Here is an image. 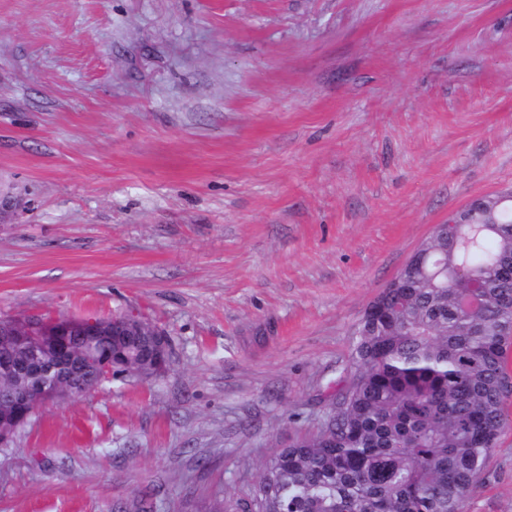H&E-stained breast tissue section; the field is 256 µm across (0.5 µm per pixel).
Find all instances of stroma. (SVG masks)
Masks as SVG:
<instances>
[{
    "mask_svg": "<svg viewBox=\"0 0 512 512\" xmlns=\"http://www.w3.org/2000/svg\"><path fill=\"white\" fill-rule=\"evenodd\" d=\"M510 188L512 0H0V319L172 345L0 447V512L239 493L436 225ZM504 410L468 512H512Z\"/></svg>",
    "mask_w": 512,
    "mask_h": 512,
    "instance_id": "obj_1",
    "label": "stroma"
}]
</instances>
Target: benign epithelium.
Returning a JSON list of instances; mask_svg holds the SVG:
<instances>
[{"mask_svg":"<svg viewBox=\"0 0 512 512\" xmlns=\"http://www.w3.org/2000/svg\"><path fill=\"white\" fill-rule=\"evenodd\" d=\"M131 341L150 337L148 348L133 347L122 360L123 375L153 379L163 374L170 360V340L160 329L135 315L105 318L58 317L38 325L27 320L0 322V339L19 348L12 358L0 359V400L12 403L13 411L0 417V444L12 438L16 427L26 423L38 408L63 402L101 387L112 380V365L100 362L86 348L101 339ZM53 374L50 390L29 400L32 381L43 374Z\"/></svg>","mask_w":512,"mask_h":512,"instance_id":"obj_1","label":"benign epithelium"}]
</instances>
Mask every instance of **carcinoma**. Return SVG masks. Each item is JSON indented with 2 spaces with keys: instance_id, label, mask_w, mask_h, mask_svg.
<instances>
[{
  "instance_id": "1",
  "label": "carcinoma",
  "mask_w": 512,
  "mask_h": 512,
  "mask_svg": "<svg viewBox=\"0 0 512 512\" xmlns=\"http://www.w3.org/2000/svg\"><path fill=\"white\" fill-rule=\"evenodd\" d=\"M462 212L471 223L437 225L424 262L363 313L318 430L203 512H466L512 394V200L491 194Z\"/></svg>"
}]
</instances>
